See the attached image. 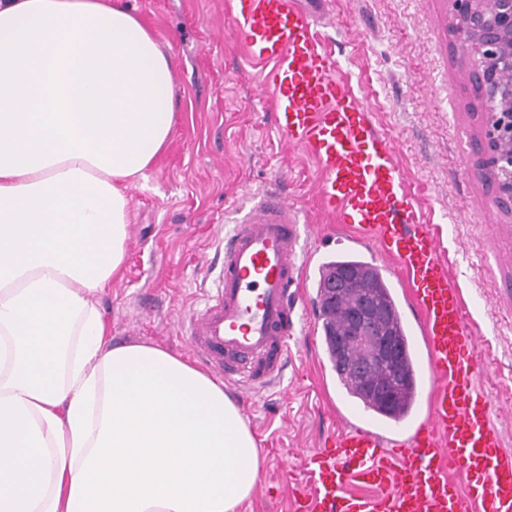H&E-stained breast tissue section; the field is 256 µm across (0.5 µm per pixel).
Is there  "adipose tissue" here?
Returning <instances> with one entry per match:
<instances>
[{
    "label": "adipose tissue",
    "instance_id": "ef3b65f1",
    "mask_svg": "<svg viewBox=\"0 0 512 512\" xmlns=\"http://www.w3.org/2000/svg\"><path fill=\"white\" fill-rule=\"evenodd\" d=\"M173 71L121 0H0V512H239L258 482L223 383L97 304Z\"/></svg>",
    "mask_w": 512,
    "mask_h": 512
}]
</instances>
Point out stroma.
<instances>
[{
  "mask_svg": "<svg viewBox=\"0 0 512 512\" xmlns=\"http://www.w3.org/2000/svg\"><path fill=\"white\" fill-rule=\"evenodd\" d=\"M175 60L176 125L146 178L130 185L123 275L98 297L113 343L140 341L191 358L179 321L202 306L219 274L224 216L250 194L280 182L321 234L335 224L316 205L314 161L273 126L260 100L262 73L226 34L224 0H126ZM335 24L323 28L340 74L371 107L391 138L425 212L440 228L452 275L468 311L492 346L479 384L499 404L494 421L512 451V222L495 202L479 163L483 116L472 65L449 25L450 0H329ZM292 347L281 386L247 402L248 422L264 455L252 496L240 512H293L281 463L300 465L349 409L311 329Z\"/></svg>",
  "mask_w": 512,
  "mask_h": 512,
  "instance_id": "stroma-1",
  "label": "stroma"
}]
</instances>
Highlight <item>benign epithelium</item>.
<instances>
[{"label":"benign epithelium","instance_id":"1","mask_svg":"<svg viewBox=\"0 0 512 512\" xmlns=\"http://www.w3.org/2000/svg\"><path fill=\"white\" fill-rule=\"evenodd\" d=\"M450 31L473 66L478 98L487 110L481 169L492 181L498 207L512 215V0H451ZM349 294L346 336L350 346L341 368L389 404L393 390L373 383L379 365L396 360L399 346L389 335L387 317L370 290L351 275L334 274L329 303Z\"/></svg>","mask_w":512,"mask_h":512}]
</instances>
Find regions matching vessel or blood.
Listing matches in <instances>:
<instances>
[{"mask_svg":"<svg viewBox=\"0 0 512 512\" xmlns=\"http://www.w3.org/2000/svg\"><path fill=\"white\" fill-rule=\"evenodd\" d=\"M327 15L326 0H224L229 33L264 69L278 131L317 164L318 206L339 224L337 244L396 281L398 320L422 347L426 388L406 440L345 420L305 454L302 479L284 469L294 512H512V452L476 383L483 338L393 142L316 30ZM223 244L214 291L181 330L216 375L254 393L283 378L304 328L299 285L320 247L302 236L301 209L276 182L243 207ZM352 485L373 492L353 495Z\"/></svg>","mask_w":512,"mask_h":512,"instance_id":"obj_1","label":"vessel or blood"}]
</instances>
